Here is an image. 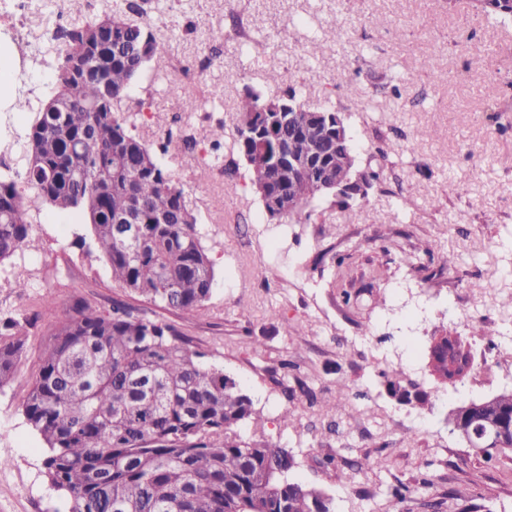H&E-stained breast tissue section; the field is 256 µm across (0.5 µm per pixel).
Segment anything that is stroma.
Listing matches in <instances>:
<instances>
[{"instance_id": "stroma-1", "label": "stroma", "mask_w": 512, "mask_h": 512, "mask_svg": "<svg viewBox=\"0 0 512 512\" xmlns=\"http://www.w3.org/2000/svg\"><path fill=\"white\" fill-rule=\"evenodd\" d=\"M468 0H320L319 14L335 13L346 27L336 49H322L314 67L301 58L296 29L282 34L275 54L251 58L227 49L224 109L215 113L225 134L238 122L237 88H262L263 72L276 65L285 85L311 103L330 99L342 112L361 163L376 148L388 159L364 200L342 205L321 200L311 220L278 224L250 189L246 170L218 178L197 171L187 179L189 158L164 163L183 183L198 216L201 242L214 261L210 300L191 319L163 308L155 318L174 325L251 396L264 420L263 436L292 450L297 480L318 486L335 512H384L389 488L413 492L405 512H512V464L480 462L448 431L456 403L512 387V349L493 351L501 314L512 310V25L471 11ZM483 66L469 68L472 53ZM435 57L445 74L434 83L424 70ZM400 75V92L383 83ZM411 196L408 210L397 193ZM40 221L14 256L0 263V314L31 318L15 377L0 387V512H64V502L45 474L46 444L28 424L23 406L55 328L79 302L102 310L128 293L113 281L96 250L90 227L44 206ZM329 259H322V252ZM341 257L342 266L331 263ZM23 275L28 288L12 283ZM499 291L491 308L471 314L473 296L488 285ZM51 290L52 305L40 303ZM363 292L356 306L343 291ZM457 331L474 352L476 366L462 382L440 385L426 369L425 352L435 329ZM298 364L284 374L281 360ZM404 368L430 392L433 408L422 411L389 397L381 371ZM305 381L316 404L297 395ZM347 391L350 408L334 430L323 425V404ZM298 420L286 425L284 411ZM390 460L370 467L378 451ZM332 454L341 466L324 469ZM434 485L421 489L423 473Z\"/></svg>"}]
</instances>
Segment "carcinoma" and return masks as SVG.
Listing matches in <instances>:
<instances>
[{
    "instance_id": "1",
    "label": "carcinoma",
    "mask_w": 512,
    "mask_h": 512,
    "mask_svg": "<svg viewBox=\"0 0 512 512\" xmlns=\"http://www.w3.org/2000/svg\"><path fill=\"white\" fill-rule=\"evenodd\" d=\"M477 11L512 22V0H471ZM168 0H145L126 10L104 0L100 13L63 32L65 52L49 70L38 107L16 98L13 108L33 117L24 127L23 164L34 197L23 201L15 182L0 175V262L27 242L28 211L45 205L91 227L112 279L164 309L190 318L210 299L214 267L201 244L198 216L163 163L186 141L151 143L135 134L137 113L127 105L145 71L173 84L174 53L198 38L224 43V25L197 13L190 24L161 22ZM311 0H253L255 44H280L279 27L314 23ZM345 35L336 15L302 43L314 65L321 45ZM305 103L288 87L265 95L246 88L237 96L239 120L230 141L224 123L204 129L201 142L219 157L224 149L245 165L251 188L272 219L300 224L313 203L343 186L342 199L363 200L379 172L358 165L344 117L328 106L277 111L284 96ZM267 112L260 113V107ZM275 137L258 131L259 119ZM117 218L139 226L131 245L116 232ZM24 323L0 319V387L14 376L24 350ZM202 353L175 326L127 302L112 310L78 305L60 324L44 353L24 404L27 422L47 445L44 468L67 512H334L322 489L294 479L292 451L264 437L246 440L240 429L262 427L250 395L224 369L206 367ZM427 367L441 384L448 367L459 378L474 368L470 344L444 330L431 336ZM386 393L419 409L430 394L395 369L380 373ZM453 434L486 464L512 462V390L463 402L450 410ZM499 423L507 447L480 445L482 428ZM411 489L390 492L388 512H403Z\"/></svg>"
}]
</instances>
